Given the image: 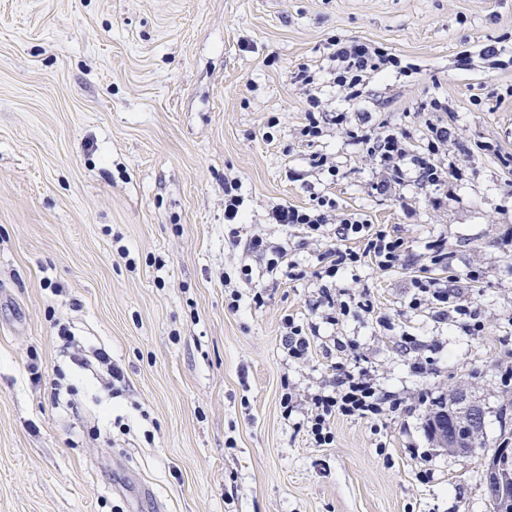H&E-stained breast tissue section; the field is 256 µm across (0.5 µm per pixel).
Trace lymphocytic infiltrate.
Returning <instances> with one entry per match:
<instances>
[{"label": "lymphocytic infiltrate", "mask_w": 512, "mask_h": 512, "mask_svg": "<svg viewBox=\"0 0 512 512\" xmlns=\"http://www.w3.org/2000/svg\"><path fill=\"white\" fill-rule=\"evenodd\" d=\"M399 64L397 55L375 44L356 38L331 39L319 66L298 65L291 76L302 91L305 104V121L296 137L311 149L310 168L328 174L331 179L340 177V167L327 154L315 151L314 145L326 132L334 130L345 134L350 145L358 147L360 159L372 165L377 174L372 188L378 195L399 196L409 181L415 180L438 198L459 178L456 167L448 162V146L455 136L448 126L447 105L437 98L424 104V111L436 113L437 118L426 123L418 138L384 122L372 123L370 113L362 107L369 97L371 81ZM326 76L339 97L348 102V109L333 110L324 103L319 85ZM268 217L274 223L298 228L304 240L322 246L314 272L317 304L323 309L321 324L336 325L350 311L347 302L337 300L333 286L340 270L367 263L389 270L406 261L401 237L370 224L363 213L339 208L335 199L326 195L314 196L307 207L276 204ZM230 243L242 247L254 262L262 263L271 278L292 277L297 266L290 256L287 240L273 241L255 232L244 240L231 237ZM433 267L443 270L448 267V248L444 241H433L412 275L410 308L431 310L440 322L466 318L470 321L469 331L482 332L484 325L475 320L469 303L449 291L447 281L430 276ZM321 324L304 325L296 322L293 315L284 317L282 345L289 358L298 362L308 360L311 339L319 335ZM59 335L64 347L71 349L72 361L78 367L99 373L106 389H114L116 383L122 382V372L113 365L106 349L78 350L68 330H60ZM331 368L334 375L329 385L311 395L302 423L316 446L333 442L330 422L335 417L374 420L384 411L400 409V400L378 391L365 372L336 361Z\"/></svg>", "instance_id": "lymphocytic-infiltrate-1"}]
</instances>
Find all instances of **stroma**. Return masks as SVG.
I'll list each match as a JSON object with an SVG mask.
<instances>
[{
	"instance_id": "obj_1",
	"label": "stroma",
	"mask_w": 512,
	"mask_h": 512,
	"mask_svg": "<svg viewBox=\"0 0 512 512\" xmlns=\"http://www.w3.org/2000/svg\"><path fill=\"white\" fill-rule=\"evenodd\" d=\"M336 35L412 69L371 83L373 121L417 136L422 103L447 100L462 179L441 207L414 185L402 202L373 193L339 133L320 148L346 176L308 173L291 73ZM510 153L512 0H0V512H490L483 462L512 445ZM228 178L244 236L280 238L270 207L324 192L409 258L447 241L448 286L483 334L409 308L411 266L363 265L335 279L350 313L289 359L283 317L315 318L313 247L291 238L305 277L229 308ZM63 326L110 353L118 393L71 362ZM330 334L402 405L336 417L318 448L280 400L283 383L331 380ZM458 387L485 413L463 457L436 446L420 401ZM239 181L232 178L231 181H224V220L235 223L240 213L242 199L237 194Z\"/></svg>"
}]
</instances>
